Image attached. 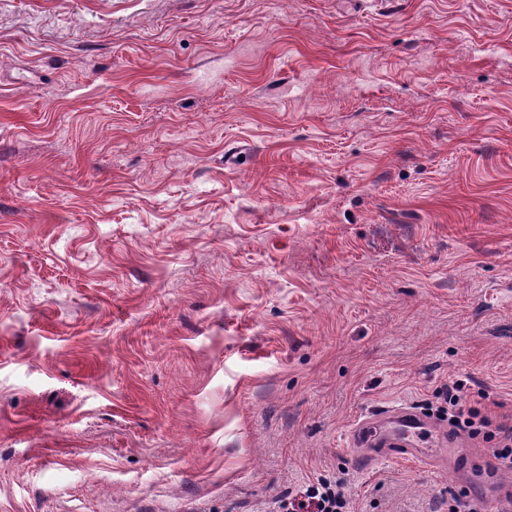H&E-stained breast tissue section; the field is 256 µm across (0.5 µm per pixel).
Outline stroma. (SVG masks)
Instances as JSON below:
<instances>
[{
  "label": "stroma",
  "instance_id": "1",
  "mask_svg": "<svg viewBox=\"0 0 512 512\" xmlns=\"http://www.w3.org/2000/svg\"><path fill=\"white\" fill-rule=\"evenodd\" d=\"M512 0H0V512H497ZM448 422L458 432H464L472 438L479 436L483 429L492 424L479 408L467 406L461 385L457 382L448 384ZM383 418L393 419L397 425V431L386 435L385 445L387 454L394 458H412L423 460L428 455L420 448H416L415 437L424 427L420 418L409 411L396 410L384 411L380 414ZM285 512H345L347 499L343 492V481L336 484L318 480L303 491L288 496L282 506Z\"/></svg>",
  "mask_w": 512,
  "mask_h": 512
}]
</instances>
